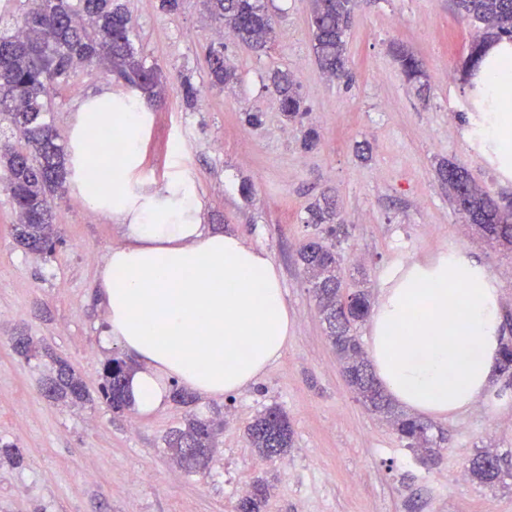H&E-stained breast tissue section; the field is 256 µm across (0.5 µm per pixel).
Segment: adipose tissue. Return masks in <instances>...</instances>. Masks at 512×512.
<instances>
[{
  "instance_id": "adipose-tissue-1",
  "label": "adipose tissue",
  "mask_w": 512,
  "mask_h": 512,
  "mask_svg": "<svg viewBox=\"0 0 512 512\" xmlns=\"http://www.w3.org/2000/svg\"><path fill=\"white\" fill-rule=\"evenodd\" d=\"M474 70L503 103L487 113L480 133L512 163V44L488 42ZM111 100L104 90L83 104L70 141L73 184L90 207L119 222L124 239L96 282L106 311L101 344L137 362L129 393L140 413L163 408L175 384L202 396L238 392L288 343L280 274L265 251L201 224L190 182L161 193L131 188L142 162L144 115L104 111ZM92 124L125 134L108 195L95 189L97 163L82 146ZM371 324L368 353L382 386L412 412L432 417L475 404L492 384L505 344L498 279L457 249L392 275Z\"/></svg>"
}]
</instances>
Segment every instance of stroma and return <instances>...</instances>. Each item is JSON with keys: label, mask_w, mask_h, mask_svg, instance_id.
<instances>
[{"label": "stroma", "mask_w": 512, "mask_h": 512, "mask_svg": "<svg viewBox=\"0 0 512 512\" xmlns=\"http://www.w3.org/2000/svg\"><path fill=\"white\" fill-rule=\"evenodd\" d=\"M126 5L141 57L165 77L162 104L147 112L166 127V160L158 162L142 140L134 177L158 191L192 178L202 223L268 253L291 319L288 347L236 394L172 400L148 416L112 412L96 395L112 352L100 344L106 314L95 281L122 242L121 230L66 186L53 200L63 241L53 257L41 258L14 240L17 212L0 185V441L23 456L21 464L0 465V512H236L261 476L273 485L264 512H512V374L499 372L466 411L431 419L437 455L423 461L348 386L298 260L302 244L322 235L321 225L305 223L307 207L332 195L347 226L336 242L344 288L378 296L398 266L456 248L498 278L512 336V252L453 211L437 175L441 162L462 163L498 203H512V175L468 134L479 108L465 76L481 41L477 28L452 0H355L347 82L315 62L309 0H270L274 38L261 52L234 35L219 36L203 0H182L175 12L163 11L160 0ZM219 42L237 73L221 88L211 84L205 63L208 46ZM399 47L420 61L427 93L402 75ZM277 70L300 90L302 125L288 123L270 92ZM187 83L194 98L183 93ZM104 86L113 104L128 100V90L94 67L76 68L51 90L60 144L70 143L80 103ZM249 112L264 113L263 124L248 126ZM304 125L320 135L310 150L301 146ZM21 334L67 359L92 400L79 408L48 400L41 386L52 363L17 356L12 339ZM267 406L287 414L294 444L285 457L261 463L244 427ZM193 415L223 424L204 474L178 469L164 444ZM483 452L503 460L492 487L467 473ZM458 471L463 479L448 482Z\"/></svg>", "instance_id": "stroma-1"}]
</instances>
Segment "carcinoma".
Here are the masks:
<instances>
[{
    "label": "carcinoma",
    "mask_w": 512,
    "mask_h": 512,
    "mask_svg": "<svg viewBox=\"0 0 512 512\" xmlns=\"http://www.w3.org/2000/svg\"><path fill=\"white\" fill-rule=\"evenodd\" d=\"M354 0H310V30L316 61L324 73L346 75L347 38ZM23 22L0 29V125L6 124L23 145L0 140V181L5 184L15 208L24 213L13 225L15 241L29 252L52 256L58 235L53 224L51 200L65 186L68 168L66 151L58 143L51 115L49 91L67 82L78 65H97L131 91L150 98L158 96L162 72L138 55L127 6L121 0H31ZM214 20L232 30L239 42L257 50L272 40L273 16L265 0H204ZM463 17L479 24L486 40H512V0H455ZM211 83L222 87L236 80V72L224 62V52L211 48L205 56ZM409 82L428 88L425 74L413 54L398 56ZM272 91L280 111L290 121L305 112L303 98L290 75L280 71L272 78ZM448 187L452 207L477 226L486 237L512 250V208L501 206L489 192L476 184L460 163L446 161L438 169ZM336 204L323 196L307 208L306 223L327 225L326 233L337 239L345 234L336 221ZM308 275L328 338L336 350L348 384L362 402L393 422L410 447L432 457L436 449L428 427L401 414L376 381L353 327L369 314L368 293L343 291L336 276L341 256L335 246L310 241L299 252ZM14 350L28 359L38 350L28 336H16ZM55 365L45 380L44 395L66 406L90 400L82 378L64 359L43 348ZM133 367L120 357L106 360L100 393L115 412L132 407L127 385ZM216 424L189 418L182 427L165 436L173 461L188 473L208 471L214 458ZM246 435L261 460L287 455L292 429L286 414L270 406L259 411L246 428ZM471 475L482 484L501 478L500 462L477 456ZM269 485L255 480L237 505L238 512H262Z\"/></svg>",
    "instance_id": "cac0c4a2"
}]
</instances>
